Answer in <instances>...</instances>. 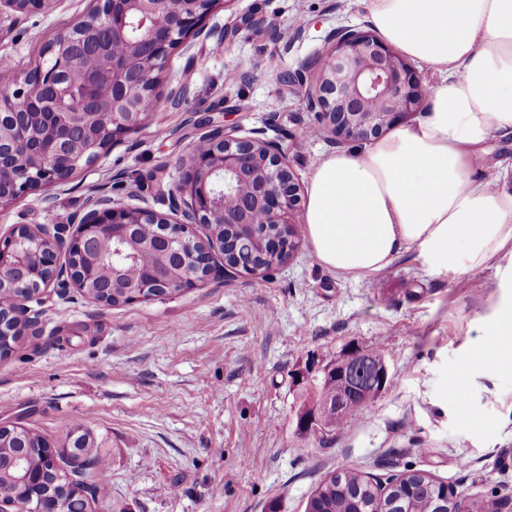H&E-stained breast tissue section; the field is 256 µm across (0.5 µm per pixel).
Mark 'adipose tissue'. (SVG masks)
Wrapping results in <instances>:
<instances>
[{"mask_svg":"<svg viewBox=\"0 0 512 512\" xmlns=\"http://www.w3.org/2000/svg\"><path fill=\"white\" fill-rule=\"evenodd\" d=\"M379 38L439 75L422 116L353 152L327 155L307 187L304 235L343 277L416 250L429 270L512 274V189L476 177L491 137L512 136V0H367ZM475 351L512 367V298Z\"/></svg>","mask_w":512,"mask_h":512,"instance_id":"ef3b65f1","label":"adipose tissue"}]
</instances>
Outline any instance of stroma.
Returning a JSON list of instances; mask_svg holds the SVG:
<instances>
[{"label":"stroma","mask_w":512,"mask_h":512,"mask_svg":"<svg viewBox=\"0 0 512 512\" xmlns=\"http://www.w3.org/2000/svg\"><path fill=\"white\" fill-rule=\"evenodd\" d=\"M92 0L42 12L0 11V59L20 73ZM239 24L223 53L196 37L173 48L162 85L190 75L181 107L154 112L62 185L0 208V234L66 224L89 199L167 212L188 151L212 129L263 132L300 187L335 145L292 75L329 34L370 30L364 0H216L204 27ZM242 77L230 83L227 68ZM481 179L512 189V144L486 145ZM496 268L459 275L405 252L373 277L324 269L307 242L284 263L225 278L215 260L178 294L104 307L76 287L31 307L32 323L0 358V422L61 445L89 432L108 462L90 512H306L319 482L343 470L387 483L413 471L454 492L460 512L503 500L512 512V369L475 362L482 321L507 289ZM373 344L390 385L327 442L299 434L298 397L325 365Z\"/></svg>","instance_id":"1"}]
</instances>
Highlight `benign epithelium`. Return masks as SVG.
Listing matches in <instances>:
<instances>
[{"mask_svg": "<svg viewBox=\"0 0 512 512\" xmlns=\"http://www.w3.org/2000/svg\"><path fill=\"white\" fill-rule=\"evenodd\" d=\"M52 0H0V7L25 13L42 10ZM215 0H98L97 7L58 36L47 54L50 64L14 74L0 84V206L37 186H58L74 163L96 158L117 137L141 128L148 115L139 110L157 91L159 71L171 49L181 44L210 13ZM332 47L316 54L318 75L295 74L306 90L310 110L318 114L325 137L342 142H371L397 120L420 112L425 95L411 63L385 42L365 31L329 35ZM108 89L112 123H99L102 89ZM209 150L191 149L189 169L170 188L166 215L115 204L108 196L89 201L70 225L41 224L30 239L15 226L0 238V288L14 292V309L0 313V335L17 336L27 322L29 303L51 292V285L72 281L81 291L101 277L109 288H123L129 300L172 295L205 280L213 255L235 251L238 239L251 238L265 255L289 259L299 246L286 216L301 204L300 188L279 143L238 137L233 129L207 136ZM161 225L158 233L177 253L194 258L196 274L166 264L164 276L126 281L117 267L91 264L86 269L57 264L58 253L112 242L125 258L140 248L136 231ZM195 224L209 229L202 241ZM362 354L353 350L336 360V377L352 379ZM54 458L47 448L0 453V473H13L0 484V512H67V502L47 484L43 472L26 459Z\"/></svg>", "mask_w": 512, "mask_h": 512, "instance_id": "benign-epithelium-1", "label": "benign epithelium"}]
</instances>
